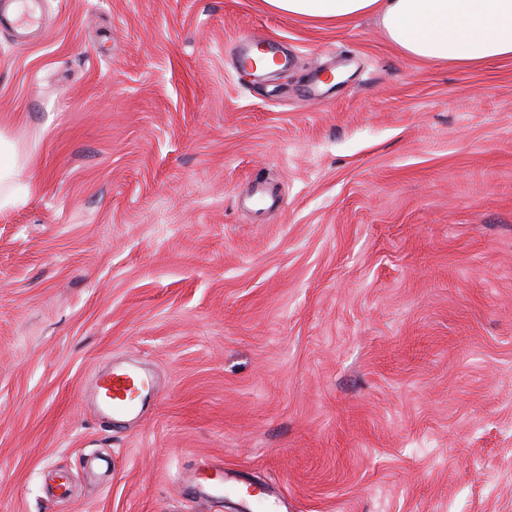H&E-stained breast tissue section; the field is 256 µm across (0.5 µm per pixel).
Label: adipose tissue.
Wrapping results in <instances>:
<instances>
[{"label": "adipose tissue", "instance_id": "1", "mask_svg": "<svg viewBox=\"0 0 512 512\" xmlns=\"http://www.w3.org/2000/svg\"><path fill=\"white\" fill-rule=\"evenodd\" d=\"M273 11L341 26L374 15L404 56L478 67L512 57V0H265Z\"/></svg>", "mask_w": 512, "mask_h": 512}]
</instances>
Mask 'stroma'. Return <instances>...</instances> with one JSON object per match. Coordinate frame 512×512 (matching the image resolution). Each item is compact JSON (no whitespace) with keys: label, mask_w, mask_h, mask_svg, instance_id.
<instances>
[{"label":"stroma","mask_w":512,"mask_h":512,"mask_svg":"<svg viewBox=\"0 0 512 512\" xmlns=\"http://www.w3.org/2000/svg\"><path fill=\"white\" fill-rule=\"evenodd\" d=\"M246 36L294 66L237 72ZM13 152L0 512H248L241 478L275 512H512V58L264 0H41L0 28ZM117 363L156 393L115 434Z\"/></svg>","instance_id":"stroma-1"}]
</instances>
